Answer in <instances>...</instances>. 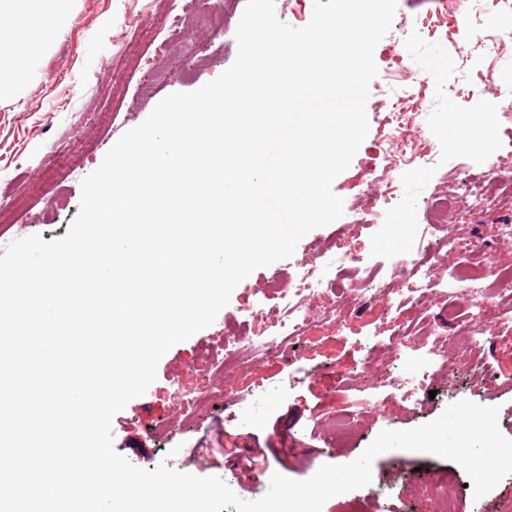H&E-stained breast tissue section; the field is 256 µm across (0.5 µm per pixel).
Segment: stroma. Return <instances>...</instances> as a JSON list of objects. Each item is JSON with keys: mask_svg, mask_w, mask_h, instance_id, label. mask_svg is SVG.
<instances>
[{"mask_svg": "<svg viewBox=\"0 0 512 512\" xmlns=\"http://www.w3.org/2000/svg\"><path fill=\"white\" fill-rule=\"evenodd\" d=\"M224 30L215 34L186 23L169 35L159 28L156 0H78L69 25L35 64V77L16 100L0 101V195L21 199L12 223H0V254L19 238L64 237L79 212L81 182L102 162L127 130L141 124L156 104L174 92H190L216 79L237 56L235 33L246 0H222ZM512 30V11L500 0H398L389 33L374 52L378 74L366 105L369 133L349 168L333 182L344 200V214L305 235L291 258L255 270L233 291L230 303L209 327L173 346L160 360L157 379L132 399L112 421L115 451L133 465L155 469L166 462L198 476L234 477L233 491L243 499L262 497L273 473L292 479L311 477L322 465L355 460L384 429H411L437 418L445 407L468 399L499 407L501 432L512 438V335L497 337L491 355L454 353L438 365L426 389L402 400L405 379L420 365L403 358L378 370L363 369L360 346L369 332L387 339L399 328L430 326L448 331V313L465 317L436 290L423 311L389 309L385 295L401 287L398 263L419 243L413 228L427 222L424 203L438 189L464 174L480 173L484 160H497L512 173V123L501 114L500 87H512V55L493 56L483 39L488 32ZM155 56L162 78L143 87L139 62ZM424 77V88L407 72ZM489 77L485 92L462 99L455 91ZM412 98L424 157L397 173L396 198L366 208L367 197L355 182L379 161L380 123L390 105ZM481 115L482 133L468 147L448 143L451 117ZM367 219L352 232L356 216ZM512 225V211L489 206L472 212L460 205L446 231L476 237L488 271L512 266V246L503 244L501 225ZM332 240L344 247L359 244L374 258L373 286L381 299L371 310L349 305L340 331L305 336L274 361L242 353L247 366L221 373L199 370L217 348L219 336L235 331L242 308L264 300L269 283L283 280L310 258V243ZM218 400L188 412L185 402L204 392ZM350 414L356 431L346 441L328 438L331 423ZM469 477L441 457L393 450L379 455L372 484L382 494L361 488L329 499L323 512H436L435 498L420 492L425 483H452L456 512H501L512 504V475L488 494L474 498Z\"/></svg>", "mask_w": 512, "mask_h": 512, "instance_id": "35a3bbf8", "label": "stroma"}]
</instances>
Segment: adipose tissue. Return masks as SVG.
Returning <instances> with one entry per match:
<instances>
[{"mask_svg":"<svg viewBox=\"0 0 512 512\" xmlns=\"http://www.w3.org/2000/svg\"><path fill=\"white\" fill-rule=\"evenodd\" d=\"M76 0H0V100L33 76L31 64L62 30Z\"/></svg>","mask_w":512,"mask_h":512,"instance_id":"1","label":"adipose tissue"}]
</instances>
